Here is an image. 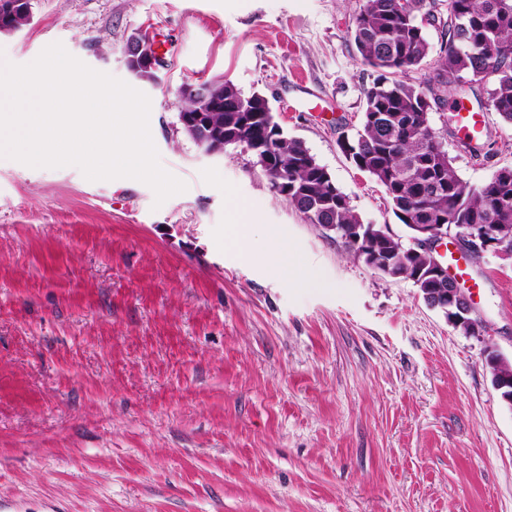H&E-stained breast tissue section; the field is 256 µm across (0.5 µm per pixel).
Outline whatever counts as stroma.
<instances>
[{
    "label": "stroma",
    "instance_id": "stroma-1",
    "mask_svg": "<svg viewBox=\"0 0 512 512\" xmlns=\"http://www.w3.org/2000/svg\"><path fill=\"white\" fill-rule=\"evenodd\" d=\"M356 0H32L0 58L58 42L151 101L162 166L185 192L0 160V512H512V411L485 364L512 360V259L461 287L469 336L273 193L251 153L184 132L180 86L223 78L267 97L363 222L408 230L342 152L367 67ZM149 31L163 64L136 77ZM483 115L486 157L430 125L459 177L512 167V124ZM247 244L228 241L233 208ZM287 247L298 271L271 260Z\"/></svg>",
    "mask_w": 512,
    "mask_h": 512
}]
</instances>
